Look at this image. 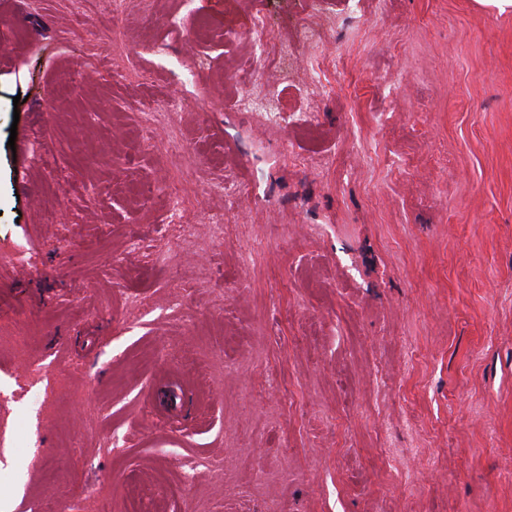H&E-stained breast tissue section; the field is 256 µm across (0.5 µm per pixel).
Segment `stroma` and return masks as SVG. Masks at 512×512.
Wrapping results in <instances>:
<instances>
[{
    "label": "stroma",
    "instance_id": "1",
    "mask_svg": "<svg viewBox=\"0 0 512 512\" xmlns=\"http://www.w3.org/2000/svg\"><path fill=\"white\" fill-rule=\"evenodd\" d=\"M112 2L0 0L11 512H512V8Z\"/></svg>",
    "mask_w": 512,
    "mask_h": 512
}]
</instances>
